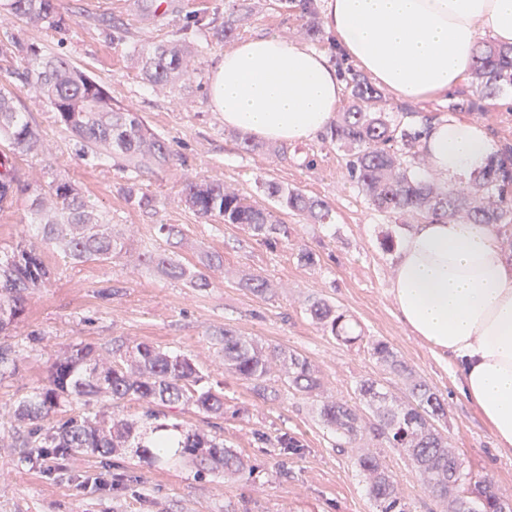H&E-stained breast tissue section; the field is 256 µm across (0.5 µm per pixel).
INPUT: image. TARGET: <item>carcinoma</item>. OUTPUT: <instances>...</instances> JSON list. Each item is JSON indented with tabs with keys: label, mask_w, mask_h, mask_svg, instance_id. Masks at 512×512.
Returning a JSON list of instances; mask_svg holds the SVG:
<instances>
[{
	"label": "carcinoma",
	"mask_w": 512,
	"mask_h": 512,
	"mask_svg": "<svg viewBox=\"0 0 512 512\" xmlns=\"http://www.w3.org/2000/svg\"><path fill=\"white\" fill-rule=\"evenodd\" d=\"M315 2L282 0L285 9L298 13L301 34L312 42L323 38ZM256 7V0H229L224 24L214 29L213 37L232 41ZM0 10L37 27L57 30L66 25L58 0H0ZM0 55L20 61L19 78L46 100L55 122L70 134L77 158L93 156L115 162L132 173L120 188L126 201L143 210L157 208L158 199L142 191L137 176L169 166L173 153L139 113L112 104L106 88L68 60L43 55L6 30L0 34ZM133 56L145 80L164 93L176 92L178 83L195 71L192 51L185 42L136 41ZM343 77L348 104L338 113L327 138L346 152L351 178L370 205L419 223L452 218L512 229V206L507 203L512 191V146L504 147L500 157L478 172L471 185L439 188L420 173V132L404 122L405 116L417 113L416 107L401 104L386 110L381 107L383 92L367 77L349 67ZM504 86H512V46L481 42L472 69L471 96L461 104H449L448 110H479ZM0 140L7 144V150L0 153V210L11 207L18 196H27L31 223L39 226L41 234L37 251L25 236L0 251L2 333L22 316L27 295L52 280L54 271L46 263L45 250L78 264L112 260L127 249L123 239L107 230L105 216L68 176L53 173L43 184L21 179L16 159L41 154L45 145L39 129L19 111L16 97L5 87L0 88ZM260 188L279 210L303 215L317 224L331 220V210L321 199L274 180L262 181ZM181 202L202 218L235 224L269 243L288 236L287 225L280 223L272 210L221 181L186 178ZM139 259L167 275L188 280L194 288L211 286L209 276L175 265L157 250H146ZM307 311L323 331L367 349L379 366L401 379L408 390L407 401L394 400L373 378L356 383L353 404L325 396L321 379L307 358L281 348L270 350L258 339L228 329L224 330V369L263 396L273 366L279 365L288 388L315 402L324 428L347 444L371 435L397 449L430 492L448 501V512H512L495 484L472 481L457 449L450 447L448 434L438 426L445 417V405L426 380L387 343L355 333L347 316L325 300L311 301ZM16 368V352L1 346L0 377L14 374ZM201 381L191 358L148 343L131 347L119 362L91 345L77 344L51 364L48 385L13 410L14 421L29 427L20 447L38 448L41 455L54 458L72 452L108 458L135 446L155 464L185 458L200 466L220 465L226 473H239L243 469L239 454L225 446L219 435L184 430L167 422V409L180 402L208 416H224V392L207 388ZM94 398L103 403L104 411L92 417H69L48 429L41 426L61 407ZM120 400L142 403L141 414L134 418L113 415L112 403ZM145 427L152 437L143 443L141 430ZM356 465L367 479L368 494L379 512H411L393 473L377 453L359 449Z\"/></svg>",
	"instance_id": "cac0c4a2"
}]
</instances>
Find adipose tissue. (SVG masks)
Listing matches in <instances>:
<instances>
[{"mask_svg":"<svg viewBox=\"0 0 512 512\" xmlns=\"http://www.w3.org/2000/svg\"><path fill=\"white\" fill-rule=\"evenodd\" d=\"M320 21L346 58L396 98L453 93L481 34L512 45V0H321ZM343 85L328 53L277 35L237 40L213 66L207 95L225 127L293 144L336 117ZM426 167L456 184L498 154L477 123L427 126ZM390 294L403 323L461 375V392L512 449V258L488 224L422 223L405 234Z\"/></svg>","mask_w":512,"mask_h":512,"instance_id":"ef3b65f1","label":"adipose tissue"}]
</instances>
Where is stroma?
I'll return each instance as SVG.
<instances>
[{
  "mask_svg": "<svg viewBox=\"0 0 512 512\" xmlns=\"http://www.w3.org/2000/svg\"><path fill=\"white\" fill-rule=\"evenodd\" d=\"M227 5L228 0H61L67 24L59 30L0 13V28L95 77L114 103L143 116L174 152L169 168L139 179L143 190L157 197V209L146 212L126 203L119 189L127 173L76 158L49 105L17 78L20 62L0 57V86L15 93L19 110L38 127L48 148L47 154L18 158L24 178L43 181L50 168L67 175L128 250L123 258L79 265L46 252L54 278L27 296L20 320L0 335V344L17 354L15 375L0 379V512H378L356 468L355 449L337 447L312 402L288 389L280 371L271 375L278 396L270 400L224 369V332L231 329L307 357L325 395L353 399L357 382L370 377L403 397V383L362 348L333 339L312 322L307 307L318 298L355 319L365 335L389 343L439 391L447 411L441 425L473 479L491 480L512 499V452L498 449L490 426L461 394L454 363L406 329L389 294L392 253L384 243L400 242L410 221L378 212L364 200L336 146L317 137L285 146L280 154L264 148L247 152L238 131L225 127L220 113L211 110L209 72L225 46L193 22L223 19ZM100 17L123 22L128 38L106 37L96 24ZM241 33L301 38L298 18L281 0H261ZM135 39L193 45L197 71L190 84L173 94L155 91L131 53ZM460 116L482 123L499 145L512 146V88L487 100L483 110H464ZM195 176L224 182L258 202L263 195L257 178L296 187L324 200L333 221L312 224L285 215L287 238L268 245L236 225L185 208L179 201L182 182ZM161 224L174 225L175 235L159 238ZM147 247L166 252L174 264L207 271L211 287L192 288L136 262L135 254ZM304 248L317 254L316 265L299 261ZM213 254L222 257L221 267L208 268ZM249 274L267 279L269 292L256 295L242 288L240 280ZM105 287L112 292L107 299L99 296ZM140 342L191 356L204 385L223 391L218 424L225 445L243 456V473L228 476L220 467L185 462L160 468L132 448L107 459L75 453L30 460L16 447L18 425L7 410L47 385L57 356L77 343L109 348ZM283 434L297 439L298 447H270V440ZM379 455L412 512H443L403 455L393 448L380 449Z\"/></svg>",
  "mask_w": 512,
  "mask_h": 512,
  "instance_id": "stroma-1",
  "label": "stroma"
}]
</instances>
